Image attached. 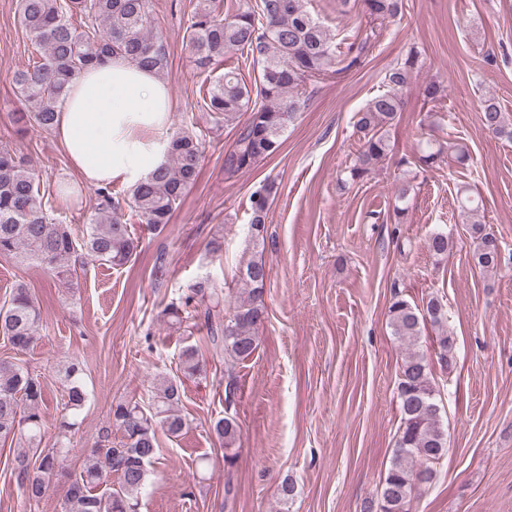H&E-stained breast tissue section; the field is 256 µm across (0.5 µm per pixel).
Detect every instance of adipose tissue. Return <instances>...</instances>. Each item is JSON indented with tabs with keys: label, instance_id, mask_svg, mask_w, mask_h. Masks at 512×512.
<instances>
[{
	"label": "adipose tissue",
	"instance_id": "ef3b65f1",
	"mask_svg": "<svg viewBox=\"0 0 512 512\" xmlns=\"http://www.w3.org/2000/svg\"><path fill=\"white\" fill-rule=\"evenodd\" d=\"M173 110L168 83L116 57L71 82L58 105L54 135L78 181L134 185L165 164Z\"/></svg>",
	"mask_w": 512,
	"mask_h": 512
}]
</instances>
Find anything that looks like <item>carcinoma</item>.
I'll list each match as a JSON object with an SVG mask.
<instances>
[{
    "instance_id": "obj_1",
    "label": "carcinoma",
    "mask_w": 512,
    "mask_h": 512,
    "mask_svg": "<svg viewBox=\"0 0 512 512\" xmlns=\"http://www.w3.org/2000/svg\"><path fill=\"white\" fill-rule=\"evenodd\" d=\"M344 12L360 8L379 23L395 18L403 0H340ZM18 19L34 39L39 55L32 65L15 73L20 96L34 109L33 120L45 131L56 123L57 107L73 78L84 69L102 65L114 57L130 59L159 74L167 68L162 41L152 34L151 0H19ZM186 40L198 69L211 73L224 62L228 51H239L251 59L258 80L247 85L233 70L212 79L204 105L213 125L250 113L233 149L225 156L229 173L250 169L277 153L282 137L301 109L305 82L357 67L367 42H352L344 56L323 23L305 7V0H243L236 11L221 16L205 4L186 28ZM419 54L411 50L386 74L389 87L371 98L357 113L355 126L361 144L349 178L369 175L390 151L383 128L402 111V93L418 68ZM483 128L495 136H512L495 98L487 96L479 105ZM442 148L426 146L399 165L432 168ZM204 159V145L194 127H185L171 141L168 159L144 181L119 200L111 187L97 189L101 201L87 218L82 238L70 225L53 218L49 210L50 190L41 183L28 161L14 149L0 144V257L20 264H35L62 280H72L77 267L90 260L100 265L124 266L141 247V239L122 219L121 202L149 228L162 230L170 223L188 189L195 184ZM274 185L265 183L250 196V240L253 247L265 245V228ZM475 239L474 266L483 272L498 268L502 246L499 239L478 220L471 221ZM448 236L437 232L427 240L429 251L448 254ZM269 270L260 259L249 261L238 278L244 296L234 301L231 312L221 315L228 294L206 278L190 294L171 303L167 311L176 322L203 317L212 348L224 352L225 402L234 404L238 390L236 367L256 351L255 330L264 321V292ZM194 309L189 313L188 309ZM393 336L411 348L426 324L442 326L447 321L443 299L432 296L421 307L394 294L388 307ZM42 318L30 289L19 282L0 302V336L17 351H25L40 336ZM439 360L445 367L454 361V339L437 337ZM180 370L188 376L203 371L199 350L185 347L179 355ZM83 363L71 360L64 366V406L53 448H43L44 384L41 376L17 360L0 358V442H14L15 476L26 504L35 506L57 476L71 447L72 432L88 395ZM397 396L401 414L391 466L377 500L364 512H409L415 489L432 480L434 466L448 453V435L440 420L433 366L424 355L407 354L400 368ZM180 401L178 379L160 376L149 405L119 402L112 406L109 425L102 430L88 460L70 477L62 512H139V497L156 460L157 428L177 437L186 427L176 410ZM120 432L121 447H112V431ZM217 441L229 450L239 441L234 416L225 414L211 422ZM116 479L115 487L101 489L104 479Z\"/></svg>"
}]
</instances>
